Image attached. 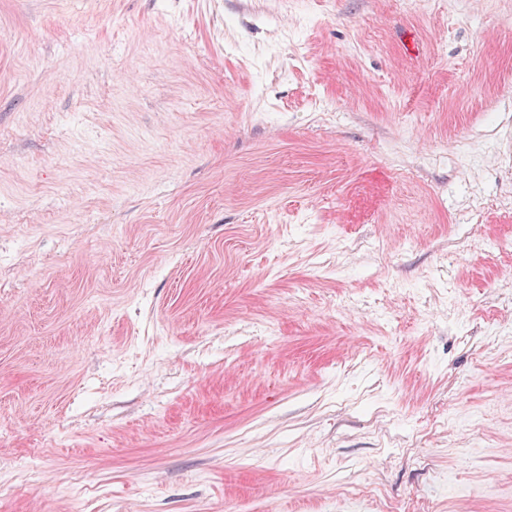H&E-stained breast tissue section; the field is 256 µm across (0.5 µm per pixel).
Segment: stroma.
Wrapping results in <instances>:
<instances>
[{
    "mask_svg": "<svg viewBox=\"0 0 512 512\" xmlns=\"http://www.w3.org/2000/svg\"><path fill=\"white\" fill-rule=\"evenodd\" d=\"M0 512H512V0H0Z\"/></svg>",
    "mask_w": 512,
    "mask_h": 512,
    "instance_id": "35a3bbf8",
    "label": "stroma"
}]
</instances>
